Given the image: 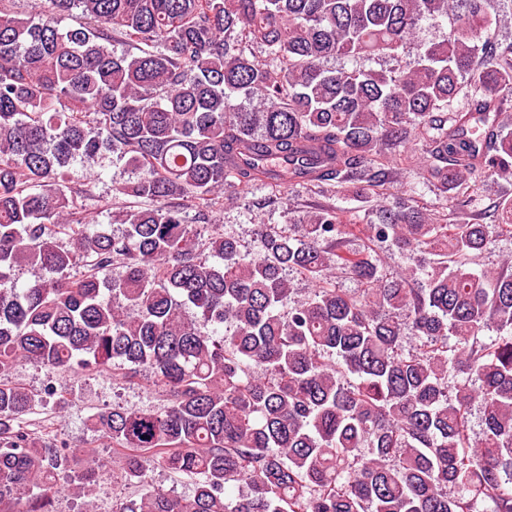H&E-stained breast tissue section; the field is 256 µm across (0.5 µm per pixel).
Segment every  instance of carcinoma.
<instances>
[{
  "mask_svg": "<svg viewBox=\"0 0 512 512\" xmlns=\"http://www.w3.org/2000/svg\"><path fill=\"white\" fill-rule=\"evenodd\" d=\"M489 3L44 0L22 15L0 0V374L112 368L165 392L87 419L142 487L112 512H512V255L474 268L512 237V198L493 226L467 217L487 180L512 177V41ZM437 19L444 36L407 56ZM375 58L394 65H356ZM418 138L423 180L462 217L391 196L393 174L412 185ZM103 151L131 172L120 238L90 232L88 190L63 183ZM288 183L379 204L308 211L251 248L201 239L219 195ZM387 251L409 260L398 276ZM22 264L39 276L19 288ZM41 403L0 381V512H50L60 475L88 493L103 472H71L81 451L28 428ZM155 466L192 495L149 485Z\"/></svg>",
  "mask_w": 512,
  "mask_h": 512,
  "instance_id": "cac0c4a2",
  "label": "carcinoma"
}]
</instances>
